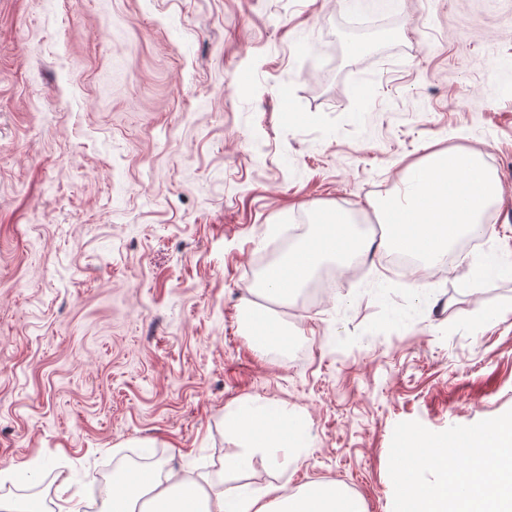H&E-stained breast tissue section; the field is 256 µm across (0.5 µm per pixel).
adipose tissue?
<instances>
[{
    "label": "adipose tissue",
    "mask_w": 512,
    "mask_h": 512,
    "mask_svg": "<svg viewBox=\"0 0 512 512\" xmlns=\"http://www.w3.org/2000/svg\"><path fill=\"white\" fill-rule=\"evenodd\" d=\"M501 195V184L482 151H437L421 165L409 167L404 188L383 208L392 224L386 245L390 250L412 252L428 264L441 262L460 236L484 231L490 204ZM352 219L343 210L319 211L309 242L289 254L287 262L270 266L259 288L261 296L287 298L328 261L347 265L364 251ZM236 427L248 448L229 457L227 469L239 471L250 462L254 448H286L290 441L280 422L269 415L239 412ZM105 512H365L360 499L333 484L313 483L305 490L271 486L249 494L234 489L211 494L202 478L191 471L155 466L138 479L116 474L112 498Z\"/></svg>",
    "instance_id": "1"
}]
</instances>
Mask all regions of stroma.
Instances as JSON below:
<instances>
[{
	"label": "stroma",
	"instance_id": "obj_1",
	"mask_svg": "<svg viewBox=\"0 0 512 512\" xmlns=\"http://www.w3.org/2000/svg\"><path fill=\"white\" fill-rule=\"evenodd\" d=\"M369 100L358 107L356 93ZM482 149L479 251L381 259L257 347L245 268L320 206ZM290 460L249 469L240 406ZM512 410V0H0V496L79 512L151 445L209 490L333 483L393 512L396 424ZM236 427L244 437L247 448L226 460L225 468L233 471L244 469L250 463L249 448H288V434L283 433L280 422L267 414L241 411Z\"/></svg>",
	"mask_w": 512,
	"mask_h": 512
}]
</instances>
